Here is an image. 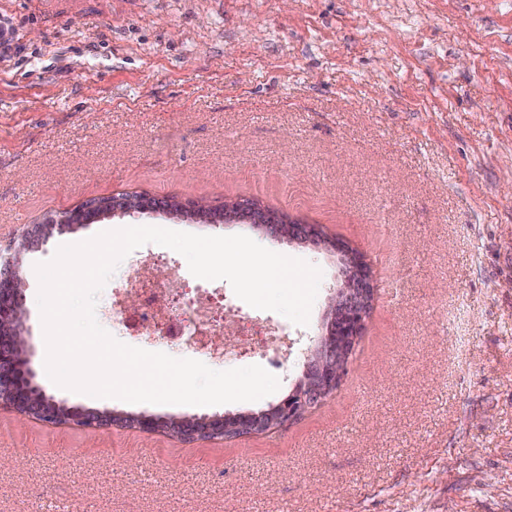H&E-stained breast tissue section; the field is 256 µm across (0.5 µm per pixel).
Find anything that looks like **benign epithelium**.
<instances>
[{"instance_id": "benign-epithelium-1", "label": "benign epithelium", "mask_w": 512, "mask_h": 512, "mask_svg": "<svg viewBox=\"0 0 512 512\" xmlns=\"http://www.w3.org/2000/svg\"><path fill=\"white\" fill-rule=\"evenodd\" d=\"M131 213L189 215L210 223L243 221L271 237L313 245L338 256L342 284L328 297L322 332L307 348L303 374L286 396L259 412L161 419L82 409L46 394L36 382L37 372L30 354V313L21 276L25 258L41 249L56 233L92 224L105 216ZM376 292L377 284L365 259L352 253L343 242L325 237L316 224H283L279 214L259 209L248 200L217 207L207 198L183 201L147 194L105 196L27 226L5 250H0V405L46 424L69 423L93 430L122 426L130 420L143 433L166 430L183 442L214 437L232 440L285 428L340 388Z\"/></svg>"}]
</instances>
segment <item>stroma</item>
<instances>
[{
	"mask_svg": "<svg viewBox=\"0 0 512 512\" xmlns=\"http://www.w3.org/2000/svg\"><path fill=\"white\" fill-rule=\"evenodd\" d=\"M0 245L117 193L253 198L362 252L378 284L342 387L285 429L184 443L48 425L0 407V512H512V0H0ZM242 234L323 273L277 392L211 406L69 405L200 417L264 409L301 377L334 256L140 215L108 230ZM118 341L191 357L165 336ZM465 304L461 327L443 313ZM471 339L461 362L457 336Z\"/></svg>",
	"mask_w": 512,
	"mask_h": 512,
	"instance_id": "1",
	"label": "stroma"
}]
</instances>
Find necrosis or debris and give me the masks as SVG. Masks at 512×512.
<instances>
[{"mask_svg":"<svg viewBox=\"0 0 512 512\" xmlns=\"http://www.w3.org/2000/svg\"><path fill=\"white\" fill-rule=\"evenodd\" d=\"M164 261L162 254L145 253L127 287L113 289L112 312L117 316H124L128 293L139 296L138 312L125 316L128 327L142 336L163 335L177 322L189 319L187 345L216 364L258 352L287 354L288 331L279 322L270 321L259 339H250L245 312L226 298L223 289L206 283L192 286L175 276L157 279L155 272Z\"/></svg>","mask_w":512,"mask_h":512,"instance_id":"obj_1","label":"necrosis or debris"}]
</instances>
